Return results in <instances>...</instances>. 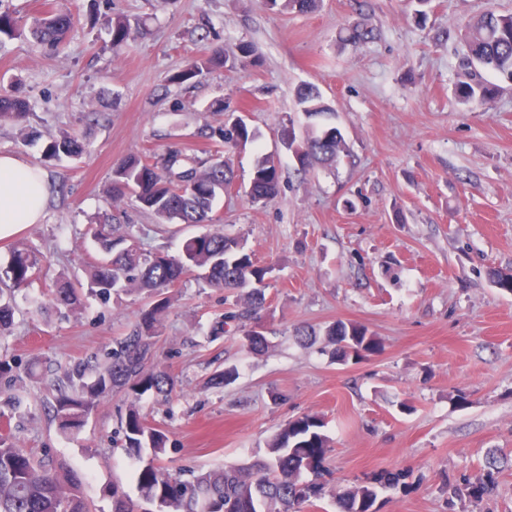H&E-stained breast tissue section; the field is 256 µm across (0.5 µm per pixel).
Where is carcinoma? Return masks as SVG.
<instances>
[{
    "instance_id": "obj_1",
    "label": "carcinoma",
    "mask_w": 512,
    "mask_h": 512,
    "mask_svg": "<svg viewBox=\"0 0 512 512\" xmlns=\"http://www.w3.org/2000/svg\"><path fill=\"white\" fill-rule=\"evenodd\" d=\"M321 0H264L273 9L283 6L297 12L316 10ZM74 27L71 12L45 5L43 15L30 26V34L44 53L60 48ZM24 32L10 12H0V43ZM108 35L112 47L118 48L131 37L130 21L117 16L109 21ZM467 54L462 65L466 77L457 86L464 104L486 106L500 91V82L512 83V14L492 10L471 19L465 26ZM375 38L374 28L353 24L343 29V42L363 44ZM255 56L253 46L244 41L228 43L190 62L170 77L173 84H183L199 73L226 66L230 61L244 63ZM296 111L303 116L333 114L314 85H301L295 95ZM29 99L0 94V123L30 134ZM292 135L295 152L300 155L299 171L316 164L332 166L351 158V150L336 128L318 131L304 128L301 133L282 128V135ZM204 141L228 149L252 141L256 131L243 121L230 129L224 123L209 125L200 131ZM84 142L77 135L61 131L50 137L47 154L52 157L79 156ZM234 180L232 164L218 155L210 160H196L172 147L159 162L142 155H130L113 171L107 188L111 206H119L132 196L143 209L162 223L207 224L212 222L213 204L224 194V184ZM250 183L251 201L264 202L279 191L280 172L274 156L261 154L254 163ZM121 225L110 223L104 215L89 224L88 233L109 259L88 262L86 281L58 276L51 290V304L71 312L80 308L82 291L109 301L119 291H145L155 301L142 310L138 322L124 336L112 339V361L88 377L78 365L66 375L67 382L58 386L53 412L64 433L79 431L101 401L114 391H126L131 400L120 418V427L132 452L150 447L159 455L165 452L166 437L153 428L141 410L139 400L149 393L168 398L175 381L164 370L147 368L163 315L170 307L164 290L175 286L189 271L198 273L209 288L245 292L244 302L236 303L212 325L211 333L220 337L229 326L244 331L261 326L259 312L265 303V279L268 269L253 264L236 238L224 234L220 225L187 239L177 256L145 253L127 242ZM41 263L40 256L24 245L13 248L4 274L11 287L0 289V331L9 328L15 318L12 290L28 284ZM325 346L342 362L354 351L373 354L380 349L377 338L361 325L336 321L323 331ZM324 423L310 415L286 424L267 444L264 457L247 467L209 470L189 478L172 473L150 462L136 472L144 503L158 512H299L304 504L315 506L325 496L328 485L327 439ZM508 462L490 452L484 465L458 485L449 486L451 494L479 505L491 496L498 474ZM403 472L381 471L337 495L339 512H372L382 491L408 487ZM114 512H140L141 506L112 488ZM0 512H92V506L79 491L74 477L64 466H54L31 450L7 438H0Z\"/></svg>"
}]
</instances>
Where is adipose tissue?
Masks as SVG:
<instances>
[{
    "label": "adipose tissue",
    "instance_id": "adipose-tissue-1",
    "mask_svg": "<svg viewBox=\"0 0 512 512\" xmlns=\"http://www.w3.org/2000/svg\"><path fill=\"white\" fill-rule=\"evenodd\" d=\"M50 198L42 170L9 154H0V238L40 223Z\"/></svg>",
    "mask_w": 512,
    "mask_h": 512
}]
</instances>
